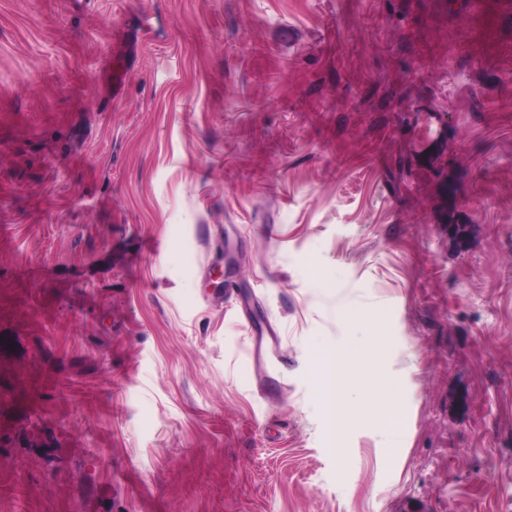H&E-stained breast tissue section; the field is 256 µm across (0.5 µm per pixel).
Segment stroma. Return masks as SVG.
<instances>
[{
  "label": "stroma",
  "mask_w": 512,
  "mask_h": 512,
  "mask_svg": "<svg viewBox=\"0 0 512 512\" xmlns=\"http://www.w3.org/2000/svg\"><path fill=\"white\" fill-rule=\"evenodd\" d=\"M0 512H512V0H0ZM312 377L320 400L333 416L344 414L352 386L343 351L334 349L318 354L313 362Z\"/></svg>",
  "instance_id": "obj_1"
}]
</instances>
